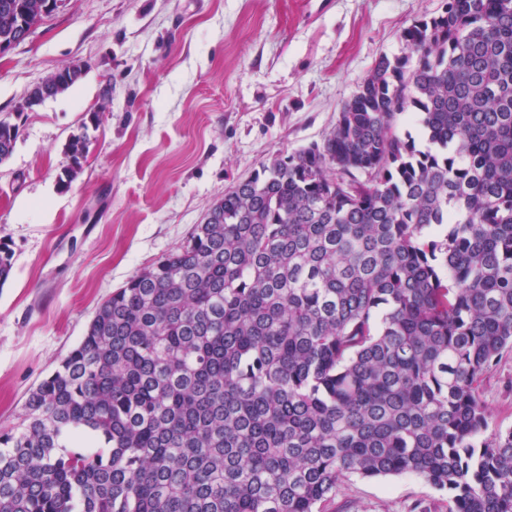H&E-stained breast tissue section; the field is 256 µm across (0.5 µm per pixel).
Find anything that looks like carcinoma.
<instances>
[{
  "label": "carcinoma",
  "mask_w": 512,
  "mask_h": 512,
  "mask_svg": "<svg viewBox=\"0 0 512 512\" xmlns=\"http://www.w3.org/2000/svg\"><path fill=\"white\" fill-rule=\"evenodd\" d=\"M47 3L0 0V43ZM401 39L321 141L100 304L0 434V512H322L400 474L512 512V430L483 437L478 397L512 349V0H444ZM23 119L0 118V162ZM12 269L0 243V288Z\"/></svg>",
  "instance_id": "obj_1"
}]
</instances>
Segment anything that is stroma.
<instances>
[{"mask_svg": "<svg viewBox=\"0 0 512 512\" xmlns=\"http://www.w3.org/2000/svg\"><path fill=\"white\" fill-rule=\"evenodd\" d=\"M443 0H62L0 56V116L43 78L88 63L28 112L0 163V431L131 276L183 246L232 181L321 141L402 30ZM110 96H103V88ZM103 113L88 127L95 108ZM88 161L68 188V143ZM488 433L512 429V350L482 378ZM451 512L413 474L350 477L326 512ZM87 133L74 135L68 144V151L73 160V166L65 170L63 175L59 176V185L63 188L68 187L78 176L81 166L80 159L84 158L87 150Z\"/></svg>", "mask_w": 512, "mask_h": 512, "instance_id": "1", "label": "stroma"}]
</instances>
